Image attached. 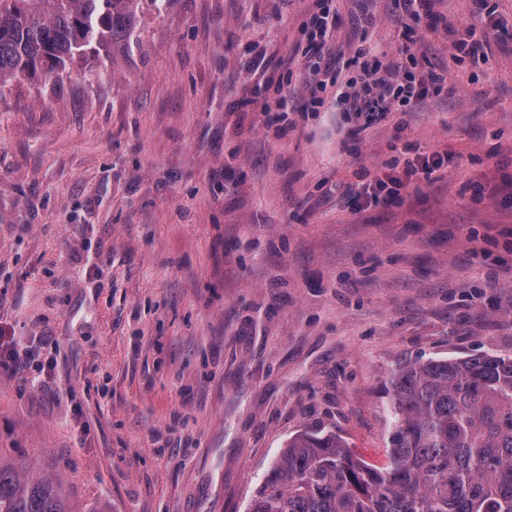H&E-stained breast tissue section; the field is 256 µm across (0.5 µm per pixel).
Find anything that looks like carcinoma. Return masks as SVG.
Instances as JSON below:
<instances>
[{
  "mask_svg": "<svg viewBox=\"0 0 512 512\" xmlns=\"http://www.w3.org/2000/svg\"><path fill=\"white\" fill-rule=\"evenodd\" d=\"M141 0H0V88L59 77L124 49ZM388 463L332 431L288 438L249 512H512V358L402 365L391 377ZM0 512H72L62 483L0 463Z\"/></svg>",
  "mask_w": 512,
  "mask_h": 512,
  "instance_id": "carcinoma-1",
  "label": "carcinoma"
}]
</instances>
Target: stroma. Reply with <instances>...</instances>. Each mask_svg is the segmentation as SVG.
<instances>
[{
  "mask_svg": "<svg viewBox=\"0 0 512 512\" xmlns=\"http://www.w3.org/2000/svg\"><path fill=\"white\" fill-rule=\"evenodd\" d=\"M326 64L486 61L354 133L310 92L308 0L140 7L130 50L0 93V461L74 512H247L289 436L381 466L392 374L512 357V0H334ZM449 152L399 205L364 171Z\"/></svg>",
  "mask_w": 512,
  "mask_h": 512,
  "instance_id": "obj_1",
  "label": "stroma"
}]
</instances>
